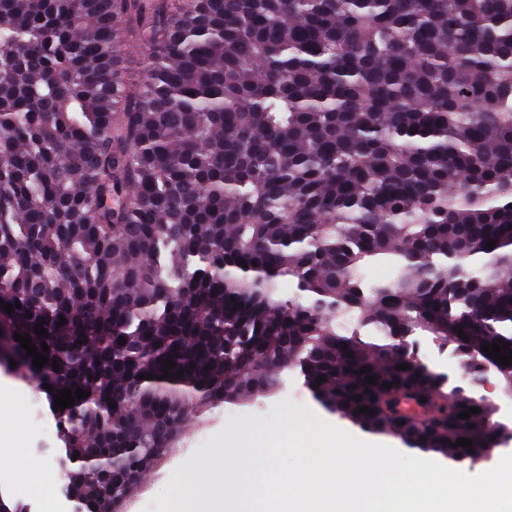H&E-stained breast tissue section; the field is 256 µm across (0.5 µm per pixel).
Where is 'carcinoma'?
Listing matches in <instances>:
<instances>
[{
  "instance_id": "1",
  "label": "carcinoma",
  "mask_w": 512,
  "mask_h": 512,
  "mask_svg": "<svg viewBox=\"0 0 512 512\" xmlns=\"http://www.w3.org/2000/svg\"><path fill=\"white\" fill-rule=\"evenodd\" d=\"M373 263L399 274L367 285ZM423 333L465 384L422 362ZM497 341L512 0H0V365L51 403L90 393L55 412L83 512H113L189 417L288 371L363 430L472 463L498 425L472 370L512 386L481 351ZM403 392L448 412L404 419Z\"/></svg>"
}]
</instances>
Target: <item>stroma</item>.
Returning a JSON list of instances; mask_svg holds the SVG:
<instances>
[{
  "label": "stroma",
  "mask_w": 512,
  "mask_h": 512,
  "mask_svg": "<svg viewBox=\"0 0 512 512\" xmlns=\"http://www.w3.org/2000/svg\"><path fill=\"white\" fill-rule=\"evenodd\" d=\"M16 401L0 414V496L28 503L31 512H44V500L31 493L21 475L37 466L59 471L58 424L47 399L34 382L16 378ZM304 405L325 421L359 434L358 426L318 404L303 386L302 378L286 373L281 390L274 395L225 405L209 412L205 420L192 425L178 448L154 466L145 481L135 487L127 501V512H156L155 496L169 481L174 470L203 469L221 475L224 453L233 433L268 422L274 405L282 401Z\"/></svg>",
  "instance_id": "stroma-1"
}]
</instances>
